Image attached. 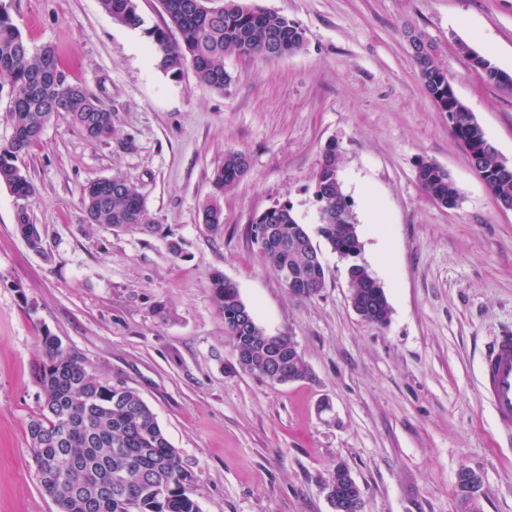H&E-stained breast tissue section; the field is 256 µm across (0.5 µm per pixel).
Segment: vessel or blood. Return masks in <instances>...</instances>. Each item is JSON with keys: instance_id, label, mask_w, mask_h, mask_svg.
Listing matches in <instances>:
<instances>
[{"instance_id": "1", "label": "vessel or blood", "mask_w": 512, "mask_h": 512, "mask_svg": "<svg viewBox=\"0 0 512 512\" xmlns=\"http://www.w3.org/2000/svg\"><path fill=\"white\" fill-rule=\"evenodd\" d=\"M480 388L481 397L491 408L498 429L512 433V332L501 333L486 349Z\"/></svg>"}]
</instances>
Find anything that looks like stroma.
Returning a JSON list of instances; mask_svg holds the SVG:
<instances>
[{
  "instance_id": "1",
  "label": "stroma",
  "mask_w": 512,
  "mask_h": 512,
  "mask_svg": "<svg viewBox=\"0 0 512 512\" xmlns=\"http://www.w3.org/2000/svg\"><path fill=\"white\" fill-rule=\"evenodd\" d=\"M0 1L32 47L53 46L69 79L111 107L114 128L92 143L57 117L19 162L35 199L21 204L0 185V512H56L26 435L42 402L34 370L47 333L138 391L186 461L202 512H332L324 485L340 462L364 512H512V438L480 395L481 356L512 330V212L431 102L408 38L432 44L512 164V90L459 50L512 73V0H250L295 22L305 45L283 57L227 54L233 80L221 92L191 68L174 76L158 66L148 32L167 21L161 0H137V29L98 0ZM331 144L358 261L391 306L383 327L352 310L336 254L324 255L320 295L301 300L250 234L256 214L287 201L324 247L313 175ZM231 149L251 168L225 192L216 234L201 210ZM422 158L448 172L458 206L422 191ZM116 173L138 186L164 236L87 232L83 188ZM22 218L39 225L42 252L16 234ZM215 272L268 334L294 338L309 379L271 385L241 369L212 300ZM465 465L481 478L471 507L456 488Z\"/></svg>"
}]
</instances>
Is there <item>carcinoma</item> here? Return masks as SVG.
<instances>
[{
    "mask_svg": "<svg viewBox=\"0 0 512 512\" xmlns=\"http://www.w3.org/2000/svg\"><path fill=\"white\" fill-rule=\"evenodd\" d=\"M180 39L169 28L149 31L159 67L175 76L191 64L198 80L222 91L232 82L224 66L228 53L251 57L299 52L305 44L303 30L287 17L254 8L245 0H161ZM103 12L116 23L136 29L143 21L136 0H99ZM412 59L425 89L441 112L448 113L450 129L468 153L471 164L483 174L496 201L512 203V170L497 167L494 156L484 152L487 141L482 127L458 98L448 105V74L429 44L411 45ZM462 49L486 62L483 76L501 84L502 70L490 59ZM9 99L10 140L0 145V185L15 198L27 201L36 195L34 183L18 165L23 154L39 141L44 127L65 114L86 139L98 142L112 136V108L82 85L69 81L60 68L55 49L32 48L0 3V93ZM418 182L437 204L456 206L460 193L448 174L435 162L422 158ZM336 146L324 149L314 174V193L322 213L318 233L336 255L348 262L351 285L361 304L390 316L391 309L377 280L358 262L362 244L351 203L342 190ZM250 170V158L241 150L224 154V163L213 173L214 194L202 208V222L218 234L224 223L221 195ZM86 226L135 230L143 235L161 234L162 225L150 214L137 186L124 175H112V183L94 180L83 189ZM16 233L36 252L42 251V235L36 224H17ZM253 240L264 235L268 246L261 257L276 272L288 268L299 277L313 278L325 287L326 268L304 225L287 202L252 220ZM213 302L224 318V327L236 351L248 356L243 371L262 381L288 362V336L280 344H268L270 335L251 320L239 330L238 313L252 310L242 301L236 284L220 272L210 278ZM44 359L34 377L43 395L42 410L27 424V435L42 491L57 512H201L191 488V474L180 451L161 429L157 417L140 394L121 382L113 383L92 372L85 359L67 351L62 341L42 337Z\"/></svg>",
    "mask_w": 512,
    "mask_h": 512,
    "instance_id": "1",
    "label": "carcinoma"
}]
</instances>
